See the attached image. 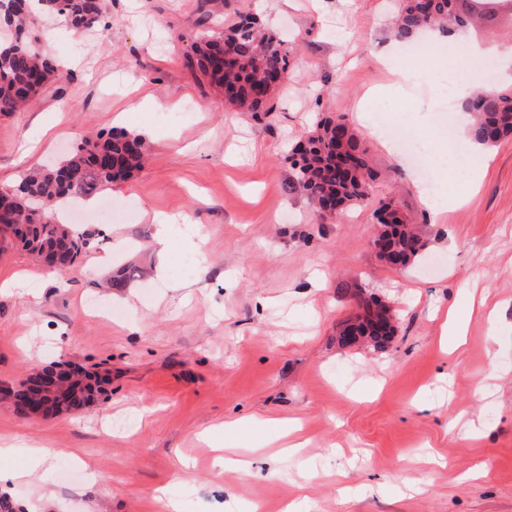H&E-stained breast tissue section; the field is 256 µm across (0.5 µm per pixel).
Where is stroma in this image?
Returning <instances> with one entry per match:
<instances>
[{"instance_id": "stroma-1", "label": "stroma", "mask_w": 512, "mask_h": 512, "mask_svg": "<svg viewBox=\"0 0 512 512\" xmlns=\"http://www.w3.org/2000/svg\"><path fill=\"white\" fill-rule=\"evenodd\" d=\"M101 23L70 33L36 14L29 32L61 77L0 114V187L64 158L82 134L120 128L148 142L144 167L94 196L97 234L77 272L57 277L0 236V388L68 361L111 372L99 402L31 418L0 404V493L25 512H512V139L465 204L430 215L409 157L392 163L359 133L379 176L341 223L289 192V156L324 117L353 123L395 0H106ZM255 14L285 40L288 80L265 119L224 108L186 66L200 29ZM469 41L512 46V8L494 0ZM385 100L389 124H434L436 58L408 63ZM48 133L33 143L35 127ZM399 205L424 242L396 269L370 246L374 212ZM173 219L157 250L153 214ZM135 267L119 290L110 269ZM389 302L390 347L344 348L355 290ZM99 307L87 308L88 299ZM466 342H443L449 308ZM244 469L225 466L212 443Z\"/></svg>"}]
</instances>
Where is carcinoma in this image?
I'll return each instance as SVG.
<instances>
[{"label":"carcinoma","mask_w":512,"mask_h":512,"mask_svg":"<svg viewBox=\"0 0 512 512\" xmlns=\"http://www.w3.org/2000/svg\"><path fill=\"white\" fill-rule=\"evenodd\" d=\"M43 11L59 17L77 32L98 25L104 13V0H39ZM476 13L472 0H399L394 37L414 38L423 30L464 28ZM30 6L18 7L8 25L15 37L0 42V113L15 112L27 99L38 95L58 77L52 61L43 56L26 38ZM187 66L207 83L233 86L235 95L226 104L240 112L273 111L272 96L263 93V76L272 68L289 67V50L280 35L263 27L252 14H240L227 34L213 36L206 31L197 36ZM470 117L472 141L486 148L512 136V79L495 85L491 92L476 90L462 103ZM146 142L140 135L113 130L107 137L86 141L74 153L50 167L36 168L24 175L12 189L15 202L11 215L0 216V232L10 233L30 254L39 258L45 251L61 261L76 262L87 249L95 231H76L56 220V203L90 195L96 188L122 180L142 165ZM291 192L302 194L324 221L336 219L350 205L362 203L374 188L378 172L347 123L324 119L317 123L290 156ZM385 236L403 255L404 265L415 261L424 248L421 237L399 208L391 203L375 212ZM362 312L348 319L341 332L353 321L372 322L390 316L386 306L359 298ZM30 373L8 394L10 402L39 401ZM110 383V371H80L79 376L61 384V397L72 410L84 409Z\"/></svg>","instance_id":"carcinoma-1"}]
</instances>
